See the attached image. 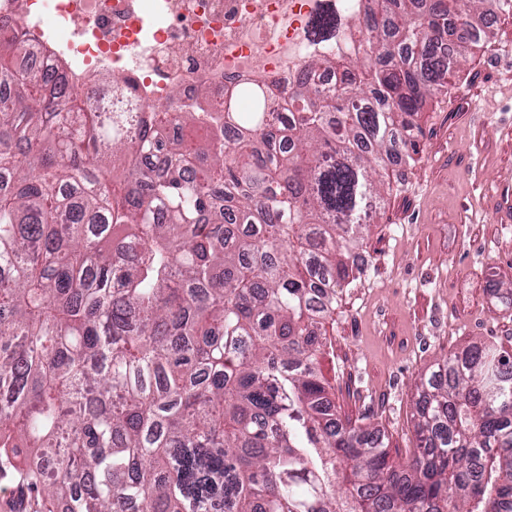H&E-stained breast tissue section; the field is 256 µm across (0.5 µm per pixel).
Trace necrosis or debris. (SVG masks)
Wrapping results in <instances>:
<instances>
[{
	"label": "necrosis or debris",
	"mask_w": 512,
	"mask_h": 512,
	"mask_svg": "<svg viewBox=\"0 0 512 512\" xmlns=\"http://www.w3.org/2000/svg\"><path fill=\"white\" fill-rule=\"evenodd\" d=\"M360 10L361 0H0V17L28 33V67H62L70 88L111 76L117 112L167 110L175 90L190 104L203 86L213 113L228 85L287 90L308 60L353 51ZM327 12L339 29L311 36Z\"/></svg>",
	"instance_id": "1"
}]
</instances>
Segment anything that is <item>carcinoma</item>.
<instances>
[{"label": "carcinoma", "instance_id": "1", "mask_svg": "<svg viewBox=\"0 0 512 512\" xmlns=\"http://www.w3.org/2000/svg\"><path fill=\"white\" fill-rule=\"evenodd\" d=\"M362 11L222 121L99 111L0 21V475L40 512H512V352L420 374L405 466L319 371L374 174L512 0Z\"/></svg>", "mask_w": 512, "mask_h": 512}]
</instances>
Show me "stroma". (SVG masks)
<instances>
[{"label":"stroma","mask_w":512,"mask_h":512,"mask_svg":"<svg viewBox=\"0 0 512 512\" xmlns=\"http://www.w3.org/2000/svg\"><path fill=\"white\" fill-rule=\"evenodd\" d=\"M493 31L421 108L326 322L338 414L383 429L397 463L417 446L422 371L479 339L512 351V16Z\"/></svg>","instance_id":"35a3bbf8"}]
</instances>
